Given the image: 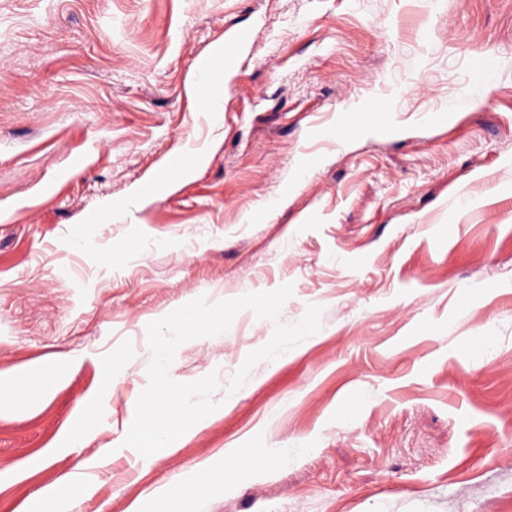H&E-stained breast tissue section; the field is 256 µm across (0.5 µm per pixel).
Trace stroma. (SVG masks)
<instances>
[{
	"instance_id": "35a3bbf8",
	"label": "stroma",
	"mask_w": 512,
	"mask_h": 512,
	"mask_svg": "<svg viewBox=\"0 0 512 512\" xmlns=\"http://www.w3.org/2000/svg\"><path fill=\"white\" fill-rule=\"evenodd\" d=\"M243 30L216 118L188 87ZM378 97L392 131L330 137ZM286 283L321 330L230 406L273 323L183 343L218 415L126 446L147 324ZM0 394V512H152L210 460L173 512H512V0H0Z\"/></svg>"
}]
</instances>
